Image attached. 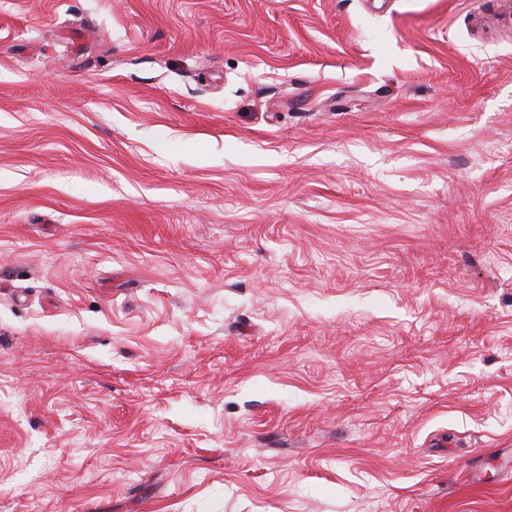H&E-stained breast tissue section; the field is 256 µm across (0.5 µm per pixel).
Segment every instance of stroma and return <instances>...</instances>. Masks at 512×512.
<instances>
[{
	"label": "stroma",
	"instance_id": "obj_1",
	"mask_svg": "<svg viewBox=\"0 0 512 512\" xmlns=\"http://www.w3.org/2000/svg\"><path fill=\"white\" fill-rule=\"evenodd\" d=\"M0 512H512V0H0Z\"/></svg>",
	"mask_w": 512,
	"mask_h": 512
}]
</instances>
